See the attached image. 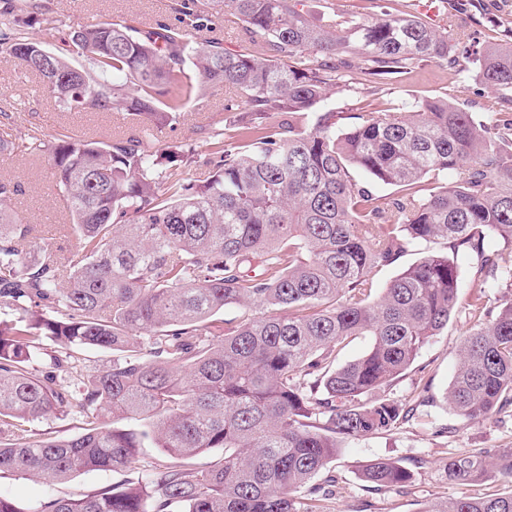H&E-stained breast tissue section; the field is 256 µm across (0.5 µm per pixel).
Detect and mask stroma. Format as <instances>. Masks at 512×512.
Here are the masks:
<instances>
[{
	"mask_svg": "<svg viewBox=\"0 0 512 512\" xmlns=\"http://www.w3.org/2000/svg\"><path fill=\"white\" fill-rule=\"evenodd\" d=\"M177 0H0V23L7 22L30 40L93 70L90 54L78 53L69 44L70 32L101 21H124L147 30L157 24L178 21ZM484 7L459 14L456 0H388L391 11L420 16L445 36L455 49L493 46L512 42V0H483ZM362 60L352 62L350 85L333 88L325 105L338 112L359 114L386 107H403L413 98H438L465 108L480 123L502 112L498 92L482 86L473 64L450 67L431 60L414 65L397 80L375 85L365 81ZM233 96L224 86L209 87L186 107L172 126L157 127L133 120L126 112H66L44 91L40 79L13 57L0 54V140L8 150L0 152V179L17 184L9 211L19 224L33 228L30 250L41 257L51 250L61 262L75 259L78 241L63 231L67 217L63 196L51 173L47 148L62 134L111 141L116 134H135L145 148L161 153L173 145H186L195 153L189 168L192 179L208 174L210 134L223 128L233 115L224 105ZM38 138L44 150L16 151L18 143ZM472 328L466 311L451 317L448 326L420 350L413 366L386 389V396L417 406L416 419L392 432L358 439H344L329 469L337 478L336 491L322 500L318 512H423L432 499L462 495L484 497L512 492V483L492 472L471 482L450 479L445 464L461 452L497 454L512 449V408L483 419L464 422L445 404L444 394L456 370V349ZM425 403H418V393ZM376 458L397 461L414 474L412 487L368 490L360 476L363 465ZM124 472L89 471L54 485L38 483L9 473L0 474V496L11 499L21 512H36L52 497H82L126 480Z\"/></svg>",
	"mask_w": 512,
	"mask_h": 512,
	"instance_id": "1",
	"label": "stroma"
}]
</instances>
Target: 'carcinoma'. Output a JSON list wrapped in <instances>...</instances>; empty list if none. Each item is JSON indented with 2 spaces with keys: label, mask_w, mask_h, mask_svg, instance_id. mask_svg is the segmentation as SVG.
<instances>
[{
  "label": "carcinoma",
  "mask_w": 512,
  "mask_h": 512,
  "mask_svg": "<svg viewBox=\"0 0 512 512\" xmlns=\"http://www.w3.org/2000/svg\"><path fill=\"white\" fill-rule=\"evenodd\" d=\"M300 2L180 0L177 25L77 28L71 42L91 55L94 76L0 26V53L39 75L70 112L125 110L165 126L220 84L236 92L224 109L245 112L211 135L200 182L187 176L188 150L161 158L133 134L57 138L52 166L79 244L68 267L49 253L27 260L32 228L13 223L18 187L0 180V474L59 482L132 470L148 437L174 459L91 496L49 499L39 512H317L324 488L314 479L340 439L415 416L370 396L448 326L462 264L477 258L493 286L512 280L500 249L512 245V122L492 130L444 99L349 122L320 110L354 57L374 84L416 62L460 59L434 27L381 0L370 16L335 14L322 26ZM218 15L241 23L257 50L196 46L191 31ZM478 62V80L512 103V44L486 48ZM355 171L395 194L374 195ZM450 171L452 185L443 183ZM436 239L452 256L422 258L372 298L374 271ZM43 305L53 315L30 314ZM231 306L253 314L202 331ZM467 306L474 326L459 343L446 403L475 421L512 405V300L493 315L481 291ZM363 334L369 350L336 366L335 348ZM46 339L70 361L39 369ZM88 348L112 351V364L58 387L53 371ZM74 408L89 419L84 433L32 437V424ZM138 419L150 431L119 426ZM214 448L224 449L219 462L190 465ZM491 468L512 482V451L448 461L463 483ZM362 477L376 490L413 483L388 459ZM424 512H512V491Z\"/></svg>",
  "instance_id": "obj_1"
}]
</instances>
